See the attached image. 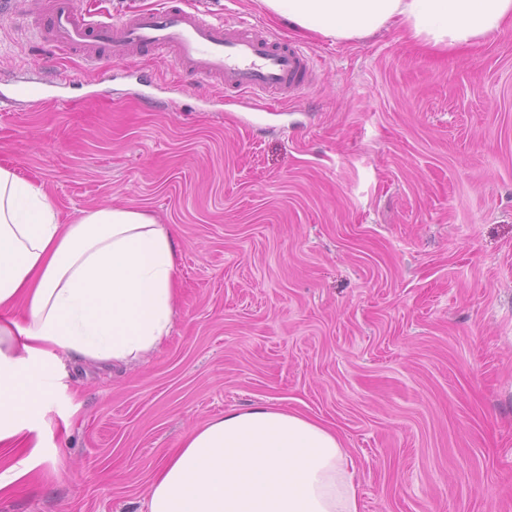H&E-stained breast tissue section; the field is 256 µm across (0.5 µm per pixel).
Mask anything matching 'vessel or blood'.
<instances>
[{
	"mask_svg": "<svg viewBox=\"0 0 512 512\" xmlns=\"http://www.w3.org/2000/svg\"><path fill=\"white\" fill-rule=\"evenodd\" d=\"M30 35L95 68L164 50L197 83L220 84L241 98L264 94L280 106L311 84L315 71L297 45L249 24L210 20L198 0H163L159 7L119 18L80 10L75 0H47ZM20 102L66 106L63 98L48 95L41 81L0 94V112Z\"/></svg>",
	"mask_w": 512,
	"mask_h": 512,
	"instance_id": "obj_1",
	"label": "vessel or blood"
}]
</instances>
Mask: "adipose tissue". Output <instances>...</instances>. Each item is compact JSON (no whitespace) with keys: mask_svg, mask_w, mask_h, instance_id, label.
<instances>
[{"mask_svg":"<svg viewBox=\"0 0 512 512\" xmlns=\"http://www.w3.org/2000/svg\"><path fill=\"white\" fill-rule=\"evenodd\" d=\"M300 35L361 40L399 26L434 49L468 48L512 25V0H261ZM178 247L168 225L127 206L71 224L39 185L0 165V494L27 477L30 407L62 358L131 364L169 337ZM340 431L269 403L189 429L155 470L148 512H360Z\"/></svg>","mask_w":512,"mask_h":512,"instance_id":"ef3b65f1","label":"adipose tissue"}]
</instances>
